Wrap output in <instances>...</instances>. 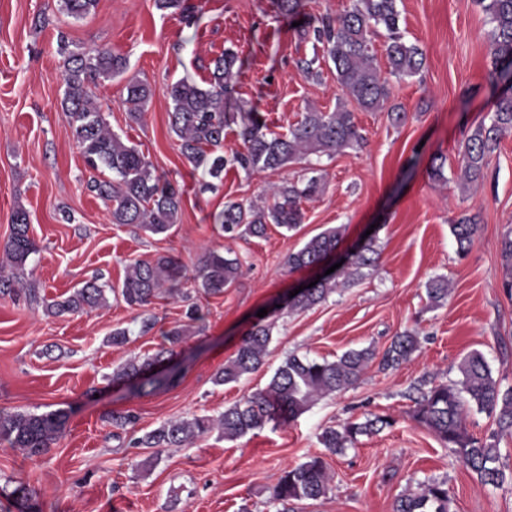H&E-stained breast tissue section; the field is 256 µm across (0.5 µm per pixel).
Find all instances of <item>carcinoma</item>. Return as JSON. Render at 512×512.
Instances as JSON below:
<instances>
[{"instance_id": "carcinoma-1", "label": "carcinoma", "mask_w": 512, "mask_h": 512, "mask_svg": "<svg viewBox=\"0 0 512 512\" xmlns=\"http://www.w3.org/2000/svg\"><path fill=\"white\" fill-rule=\"evenodd\" d=\"M65 11L76 18L95 10L98 0H61ZM398 0H350V6L332 17H313L301 30V36L312 41L313 55L297 60L305 77L320 78L321 62L333 65L336 81L344 93L365 111L376 110L391 94L390 78L413 77L424 65L423 50L405 40L399 26ZM493 24L490 55L493 85L503 83L512 91V0H479ZM159 10H178L190 17L194 6L188 0H155ZM384 36L387 68L376 62L371 36ZM58 53L63 57L65 110L73 135L87 167L96 172L87 188L110 209L112 223L135 224L154 235L170 232L182 210L184 190L170 179L155 173L153 164L136 145L126 144L112 132L104 112L89 95L88 85L100 78H112L127 69L126 58L108 50L71 48V42L58 37ZM242 68L238 54L227 49L206 66L208 86L182 78L166 88L172 102L168 113L169 128L179 139V149L196 169L203 167L215 179L224 174L228 164L245 173L277 170L289 164L317 157L333 156L337 151L357 146L363 136L353 112L337 105L332 112L308 109L286 135L268 132L266 119L252 109L226 111V95L234 89ZM152 90L142 80L132 77L126 85L129 118L135 122ZM494 112L489 123H480L460 142L458 154L463 178L475 182L484 176L487 158L498 149L503 138L512 135V94L495 97ZM240 126L243 149L227 159L215 154L224 146V129ZM295 183L270 187V203L257 208L240 201L224 202V209L214 216L221 231L229 237L250 235L262 237L267 225L288 231L303 223L302 203L322 191L321 177L313 166ZM11 234L4 246L7 264L0 265V294H21L42 305L52 316L78 314L100 307L106 292H117L132 308H141L163 294L178 291L184 278V265L170 255L153 261L135 260L126 267L119 288L92 280L60 300L39 297L34 288L22 290V282L30 257L37 252L35 240L29 236V213L18 207L11 215ZM460 251L465 253L478 231L474 216H465L450 225ZM339 227H329L310 238L302 248L288 255L291 270L318 266L336 251L341 240ZM505 271L503 287L512 291V234L501 245ZM379 253L370 240L350 254L347 263L318 280L315 286L289 299L287 308L305 310L324 300L339 284H347L363 276V270L377 266ZM240 262L223 253L208 249L199 257L191 278L195 287L206 295H220L236 280ZM429 302L440 305L448 298V279L437 277L426 285ZM274 322H258L241 340L234 355L215 375V382L227 384L256 372L264 362ZM190 327L177 326L164 333L170 347H162L142 359H129L112 372V382L123 384L131 393L140 394L172 383L178 373L173 368L154 372L160 362L175 357L176 345ZM415 333L404 331L394 336L380 361L382 368H394L406 361L417 349ZM374 357L369 349L349 350L333 361L309 360L290 356L276 370L267 386L244 400L224 409L216 417L195 416L190 420L170 419L153 430L130 439L133 448H182L214 429L226 440L237 439L260 429L268 422L287 423L302 413L319 397L341 392L357 382L367 363ZM459 383L440 384L421 391L414 418L430 430L444 446L453 449L464 465L475 472L483 486H497L504 481L496 466L498 448L492 442L470 435L465 426L470 405L480 411L496 414L498 432H512V387L501 389L492 376L482 354L473 352L459 365ZM112 425L122 430L135 427L138 416L130 411H114ZM67 422V414L56 410L44 414L0 411V442L22 450L26 456H38L56 440ZM391 422L382 416L361 423L348 422L342 428H326L320 442L332 455L340 454L356 437L381 431ZM327 464L320 455L284 470L270 493L275 505L290 500L318 499L326 495ZM450 499L445 483L423 480L417 491L400 496L393 512H450Z\"/></svg>"}]
</instances>
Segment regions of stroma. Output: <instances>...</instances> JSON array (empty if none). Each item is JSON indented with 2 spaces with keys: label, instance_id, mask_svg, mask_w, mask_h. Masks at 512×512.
<instances>
[{
  "label": "stroma",
  "instance_id": "stroma-1",
  "mask_svg": "<svg viewBox=\"0 0 512 512\" xmlns=\"http://www.w3.org/2000/svg\"><path fill=\"white\" fill-rule=\"evenodd\" d=\"M190 2L195 12L188 21L156 9L154 0H98L82 19L70 17L59 0H0V247L10 236L13 210L24 207L39 247L25 286L48 298L67 296L95 277L116 286L131 261L168 253L189 267L208 249L242 262L223 295L166 294L139 309L111 295L102 307L55 317L25 298L0 295V410L69 415L43 456L30 459L0 443V512L21 485L41 512H276L272 487L286 468L321 452L324 429L373 415L389 418L390 426L326 455L327 494L289 502L288 512H393L401 495L428 478L445 482L450 512H512V435H497L495 415L470 409L466 428L476 438L495 439L505 474L497 487L481 486L413 417L421 390L458 381L460 361L474 351L501 388L512 387V293L502 286L501 259V240L512 232V136L473 183L462 182L457 152L463 133L491 112L487 15L477 0H400V28L424 50L423 70L392 81L382 110L356 111L364 140L321 159L324 190L303 202V224L232 239L212 219L225 201L262 203L265 189L297 180L303 167L248 175L229 165L222 180L212 181L180 153L168 124L167 86L182 78L204 82L205 63L232 49L243 67L231 106L254 107L277 134L308 108L334 110L343 92L332 71L319 82L298 72L295 62L312 55V44L278 15L275 0ZM61 34L126 58V75L98 80L90 91L113 131L182 186L180 222L169 235L113 223L87 190L89 172L61 107ZM132 76L154 90L137 123L125 104ZM397 109L407 114L399 124L388 117ZM439 155L447 161L443 180L435 181L429 168ZM465 215L476 216L479 230L462 256L450 226ZM336 225L345 228L344 251L373 233L377 268L307 310L280 314L263 366L239 382L215 384L259 309L272 308L309 279V272L288 270V254ZM438 276L447 278L450 295L433 307L425 285ZM192 303L205 313V328L180 345L179 377L144 395L112 384L113 369L157 351ZM117 328L130 331L125 345L109 342ZM406 330L417 334V350L382 369L379 356ZM365 348L377 358L364 375L297 419L232 441L213 432L187 447L163 449L151 469L134 467V457L148 451L130 447L132 434L169 419L218 415L265 388L288 356L333 360ZM114 410L138 415L135 433L107 421Z\"/></svg>",
  "mask_w": 512,
  "mask_h": 512
}]
</instances>
